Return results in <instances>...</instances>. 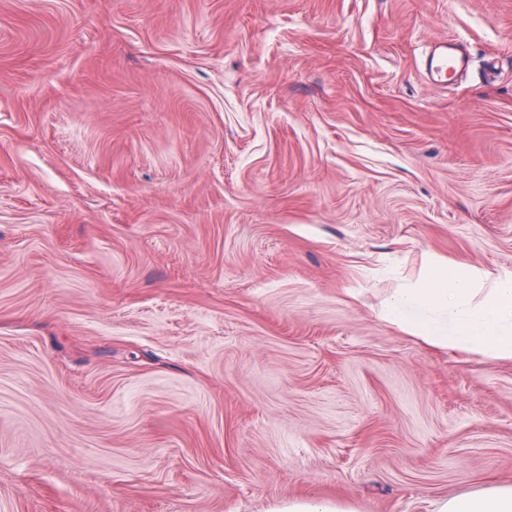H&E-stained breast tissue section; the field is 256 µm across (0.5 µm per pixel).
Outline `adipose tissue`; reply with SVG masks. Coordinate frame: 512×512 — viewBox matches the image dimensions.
<instances>
[{"label":"adipose tissue","instance_id":"obj_1","mask_svg":"<svg viewBox=\"0 0 512 512\" xmlns=\"http://www.w3.org/2000/svg\"><path fill=\"white\" fill-rule=\"evenodd\" d=\"M379 316L433 348L512 360L511 276L432 257L412 287L385 298ZM434 512H512V483L491 480L477 493L439 499Z\"/></svg>","mask_w":512,"mask_h":512}]
</instances>
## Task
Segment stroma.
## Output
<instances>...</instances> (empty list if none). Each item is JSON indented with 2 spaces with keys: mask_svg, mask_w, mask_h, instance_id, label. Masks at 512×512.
<instances>
[{
  "mask_svg": "<svg viewBox=\"0 0 512 512\" xmlns=\"http://www.w3.org/2000/svg\"><path fill=\"white\" fill-rule=\"evenodd\" d=\"M431 254L512 275V0H0V512L512 479V360L378 316ZM467 63L466 57L456 48L441 43L433 47L426 58V75L432 83L447 86L448 71L465 69Z\"/></svg>",
  "mask_w": 512,
  "mask_h": 512,
  "instance_id": "35a3bbf8",
  "label": "stroma"
}]
</instances>
